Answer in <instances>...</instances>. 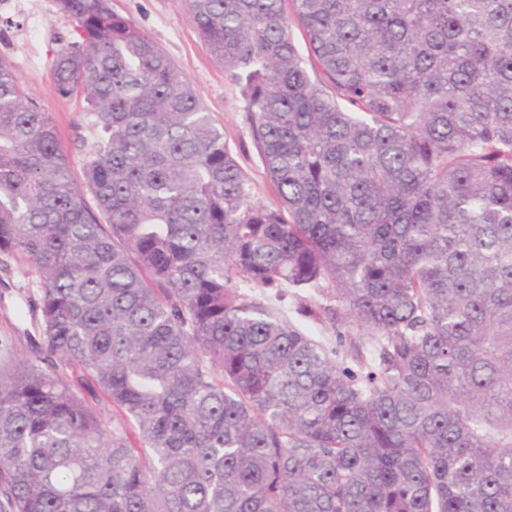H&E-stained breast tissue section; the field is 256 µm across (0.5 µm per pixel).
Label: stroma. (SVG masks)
<instances>
[{
  "instance_id": "stroma-1",
  "label": "stroma",
  "mask_w": 512,
  "mask_h": 512,
  "mask_svg": "<svg viewBox=\"0 0 512 512\" xmlns=\"http://www.w3.org/2000/svg\"><path fill=\"white\" fill-rule=\"evenodd\" d=\"M110 6L116 14L132 20L171 57L177 73L196 89L202 104L223 130L229 148L251 182L254 201L275 204L273 186L250 136L240 89L209 52L185 0H110ZM76 37L74 22L58 13L55 0H0V56L9 59L29 93L51 112L72 175L80 182L101 131L83 99L59 97L50 76L56 50ZM38 281L35 267L25 258L0 256V344L8 343L19 354L26 352L31 339L39 335ZM250 295L280 318L336 350L337 362L354 366L350 344H339L336 335L341 332L355 339L358 330L341 322L316 325L301 316L299 307L307 301L308 291L255 288Z\"/></svg>"
}]
</instances>
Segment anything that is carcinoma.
I'll return each instance as SVG.
<instances>
[{
    "mask_svg": "<svg viewBox=\"0 0 512 512\" xmlns=\"http://www.w3.org/2000/svg\"><path fill=\"white\" fill-rule=\"evenodd\" d=\"M284 2L187 0L272 206L109 0H55L51 80L102 131L85 184L0 57V254L42 318L0 355L12 512H512V0ZM256 287L314 289L364 370Z\"/></svg>",
    "mask_w": 512,
    "mask_h": 512,
    "instance_id": "obj_1",
    "label": "carcinoma"
}]
</instances>
